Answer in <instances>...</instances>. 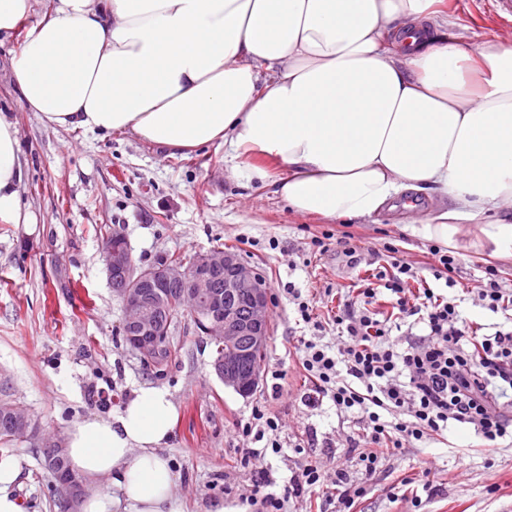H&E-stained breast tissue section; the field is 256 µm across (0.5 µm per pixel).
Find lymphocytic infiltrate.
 Returning a JSON list of instances; mask_svg holds the SVG:
<instances>
[{
    "label": "lymphocytic infiltrate",
    "instance_id": "1",
    "mask_svg": "<svg viewBox=\"0 0 512 512\" xmlns=\"http://www.w3.org/2000/svg\"><path fill=\"white\" fill-rule=\"evenodd\" d=\"M383 250L386 267L363 278L356 301L345 303L330 322L321 320L299 289L288 291L297 322L317 332L334 327L341 340L335 351L303 341L298 363L316 397L358 415V458L369 475L389 451L442 433L452 423L473 428L490 445L512 432V415L502 405L512 395V328L479 333L460 317L453 299L435 294L426 283L412 288L417 273L398 246L387 243ZM383 289L395 296L387 314L377 307ZM408 317L417 318L426 332L404 349L396 332ZM237 429L252 441L240 449L239 466L252 475L254 512H285L290 497L327 484L336 490L338 512H352L363 496L344 469L329 474L315 461L275 492L276 481L262 462L282 450L279 420L258 406Z\"/></svg>",
    "mask_w": 512,
    "mask_h": 512
}]
</instances>
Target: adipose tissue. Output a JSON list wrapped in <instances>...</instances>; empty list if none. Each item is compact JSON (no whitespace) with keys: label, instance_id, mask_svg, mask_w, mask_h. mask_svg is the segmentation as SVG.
Here are the masks:
<instances>
[{"label":"adipose tissue","instance_id":"obj_1","mask_svg":"<svg viewBox=\"0 0 512 512\" xmlns=\"http://www.w3.org/2000/svg\"><path fill=\"white\" fill-rule=\"evenodd\" d=\"M0 0L21 103L49 128L118 133L184 154L214 141L258 179L287 171L296 212L368 220L405 192L447 199L412 226L452 249L512 261V46L390 34L420 30L436 0ZM15 123L0 113V222L28 224ZM179 411L163 387L68 429L79 512H183L164 447Z\"/></svg>","mask_w":512,"mask_h":512}]
</instances>
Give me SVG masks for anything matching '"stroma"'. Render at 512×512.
<instances>
[{"instance_id": "stroma-1", "label": "stroma", "mask_w": 512, "mask_h": 512, "mask_svg": "<svg viewBox=\"0 0 512 512\" xmlns=\"http://www.w3.org/2000/svg\"><path fill=\"white\" fill-rule=\"evenodd\" d=\"M427 25L431 35L474 40L507 39L512 32L494 15L492 0H440ZM24 31L0 41V110L19 129L23 180L20 205L31 224L0 223V399L11 401L55 437L76 423L115 414L145 386L169 389L179 407L165 453L177 475L176 493L185 512H203L225 486L248 496L249 471L236 467V449L247 442L235 423L262 406L282 425L280 454L268 455L278 481L311 460L326 471L346 466L366 494L356 512H512V437L487 450L473 429L449 425L443 435L392 451L367 476L351 451L360 432L356 414L330 400L310 404V389L297 363L311 328L296 324L288 287L299 288L319 311L337 308L344 296L326 295V285L353 287L366 270L383 265L376 250L397 245L420 277H430L429 241L410 225L434 201L409 193L389 202L367 221L345 223L297 213L277 192L285 171L270 165V179L247 169L231 173L230 153L216 141L188 154H168L128 135L44 127L24 108L10 61ZM120 227L138 265L159 256L186 257L225 247L264 276L271 293V332L264 369L284 368L280 391L260 382L244 397L216 377L214 349L183 316L173 332L177 352L163 371L143 365L126 345L123 309L105 271L101 226ZM352 233L368 245L358 265L335 252L316 255L311 238ZM455 287L434 281L436 293L454 298L462 318L490 327L507 316L479 304L474 288L488 257L461 252ZM23 463L14 492L26 512H62L58 492L28 443L7 447ZM413 480V497L392 494L402 478Z\"/></svg>"}]
</instances>
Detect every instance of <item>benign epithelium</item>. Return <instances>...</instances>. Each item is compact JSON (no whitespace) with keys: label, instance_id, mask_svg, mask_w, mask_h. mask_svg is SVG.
Wrapping results in <instances>:
<instances>
[{"label":"benign epithelium","instance_id":"benign-epithelium-1","mask_svg":"<svg viewBox=\"0 0 512 512\" xmlns=\"http://www.w3.org/2000/svg\"><path fill=\"white\" fill-rule=\"evenodd\" d=\"M102 239L105 270L123 308L122 328L129 347L149 366L164 349L172 322L178 318L173 287L188 298L196 329L223 353L212 366L227 388L247 396L256 391L261 370L250 361L265 352L270 336L269 287L234 251H210L195 256L189 267L164 259L142 267L135 263L126 236L118 228ZM224 282V288L217 287ZM14 423L32 447L53 461L63 454L60 440H49L41 425L22 411L13 412ZM54 486L65 495L69 512H77L86 488L66 473H56Z\"/></svg>","mask_w":512,"mask_h":512}]
</instances>
